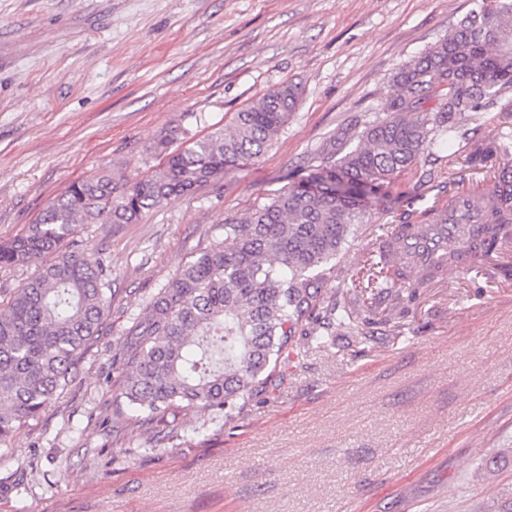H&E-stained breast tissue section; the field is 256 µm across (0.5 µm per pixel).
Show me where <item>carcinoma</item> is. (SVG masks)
Masks as SVG:
<instances>
[{
    "instance_id": "1",
    "label": "carcinoma",
    "mask_w": 512,
    "mask_h": 512,
    "mask_svg": "<svg viewBox=\"0 0 512 512\" xmlns=\"http://www.w3.org/2000/svg\"><path fill=\"white\" fill-rule=\"evenodd\" d=\"M452 82L454 96L433 112L434 87ZM512 0L483 2L457 23L450 39L405 64L393 77L388 115L365 128L360 144L338 160L308 170L248 215L224 224V240L184 264L132 318L119 343L121 378L113 399L125 436L152 432L160 445L179 436L178 412L201 408L208 422H233L244 405L283 375L297 331L333 344L352 313L339 304L336 259L358 237L369 206L359 188L386 192L399 174L455 138L460 123L490 106L512 112ZM299 87L282 85L235 113L229 132L171 149L150 174L114 178L104 170L69 184L39 219L0 242V268L41 265L0 311V447L37 417L71 381L82 355L102 331L112 276L99 252L75 240L81 224H131L224 173L258 160L294 112ZM507 145L492 142L467 158L488 170L478 188L494 220L460 228V247L435 262L414 252L396 260L390 246L415 234L437 236L449 203L404 211L377 228L382 245L363 256L371 285H402L408 269L429 280L450 266L474 267L512 237V166L500 167Z\"/></svg>"
}]
</instances>
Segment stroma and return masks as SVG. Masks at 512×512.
<instances>
[{"label": "stroma", "mask_w": 512, "mask_h": 512, "mask_svg": "<svg viewBox=\"0 0 512 512\" xmlns=\"http://www.w3.org/2000/svg\"><path fill=\"white\" fill-rule=\"evenodd\" d=\"M482 0H0V239L73 181L135 178L171 131L197 139L283 84L298 104L256 163L78 238L112 269L103 329L72 382L16 430L0 512H500L512 501V264L448 268L413 302H363L370 340L338 329L230 426L180 411L179 438L112 434L115 343L146 297L239 218L385 117L394 75ZM512 139V113L463 121L437 160L402 172L341 254L349 273L379 225L483 178L465 158ZM496 468L472 474L487 457Z\"/></svg>", "instance_id": "obj_1"}]
</instances>
